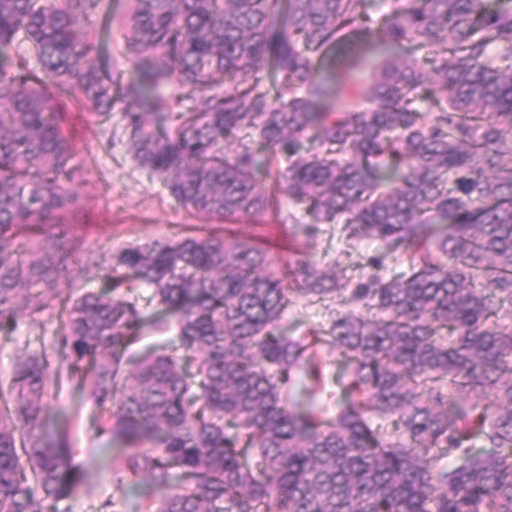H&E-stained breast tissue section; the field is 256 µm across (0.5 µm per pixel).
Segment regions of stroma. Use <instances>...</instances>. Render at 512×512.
<instances>
[{
	"instance_id": "35a3bbf8",
	"label": "stroma",
	"mask_w": 512,
	"mask_h": 512,
	"mask_svg": "<svg viewBox=\"0 0 512 512\" xmlns=\"http://www.w3.org/2000/svg\"><path fill=\"white\" fill-rule=\"evenodd\" d=\"M67 129L78 157L83 161L87 184L82 221L77 228L86 251L112 249L152 238L183 236L200 230L205 221L178 205L159 181L150 178L127 155L120 141H107L97 117L86 109L75 108L67 115ZM225 228L240 238L262 243L272 254L286 261L304 257L314 263L339 258L348 276H356L373 247L361 244L350 255L337 256L328 237L312 241H292L289 226L278 223L274 215L259 220L242 218L226 223ZM58 321L44 317L41 326L20 318L16 335L0 336V372L10 371L26 348H39L41 337L53 336ZM94 405L70 389L51 400V422L67 429L75 450V460L86 477L87 489L62 500L58 512H95L101 502L113 504L114 512H130L124 505L125 492L113 481V445L109 437L93 427Z\"/></svg>"
}]
</instances>
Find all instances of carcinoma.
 Instances as JSON below:
<instances>
[{
  "instance_id": "carcinoma-1",
  "label": "carcinoma",
  "mask_w": 512,
  "mask_h": 512,
  "mask_svg": "<svg viewBox=\"0 0 512 512\" xmlns=\"http://www.w3.org/2000/svg\"><path fill=\"white\" fill-rule=\"evenodd\" d=\"M123 4L0 0V335L59 321L0 379V512L84 490L47 416L66 385L119 483L166 491L145 512H512V0ZM70 105L121 113L127 153L197 215L328 224L375 245L373 272L349 288L217 229L91 254L104 285L60 287ZM296 295L329 315L308 339L282 333ZM172 323L171 351L132 361ZM324 347L345 362L330 419L288 393Z\"/></svg>"
}]
</instances>
